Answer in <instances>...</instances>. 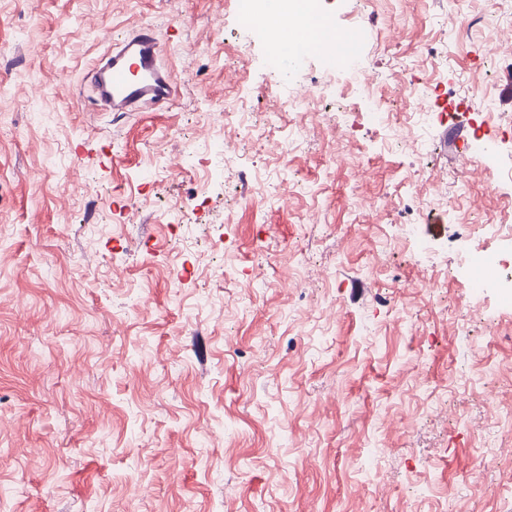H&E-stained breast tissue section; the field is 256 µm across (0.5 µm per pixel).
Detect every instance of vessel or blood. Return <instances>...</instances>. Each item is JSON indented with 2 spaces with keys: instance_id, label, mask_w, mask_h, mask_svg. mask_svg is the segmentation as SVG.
<instances>
[{
  "instance_id": "obj_1",
  "label": "vessel or blood",
  "mask_w": 512,
  "mask_h": 512,
  "mask_svg": "<svg viewBox=\"0 0 512 512\" xmlns=\"http://www.w3.org/2000/svg\"><path fill=\"white\" fill-rule=\"evenodd\" d=\"M160 50L156 28L144 26L135 31L93 68L90 82L97 98L115 112L150 109L169 100L174 86Z\"/></svg>"
}]
</instances>
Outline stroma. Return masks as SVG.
<instances>
[{"mask_svg":"<svg viewBox=\"0 0 512 512\" xmlns=\"http://www.w3.org/2000/svg\"><path fill=\"white\" fill-rule=\"evenodd\" d=\"M320 9L363 30L425 155L390 141L341 58L271 70L236 0H0V512H512V292L458 266L512 221L498 169L460 157L488 94L512 157L484 54L512 0ZM142 25L178 96L103 111L87 72ZM301 85L328 122L282 111ZM243 95L276 138L305 128L288 157L217 158ZM193 148L201 164L154 180L150 155ZM247 169L306 190L240 201ZM432 177L448 203L417 210Z\"/></svg>","mask_w":512,"mask_h":512,"instance_id":"35a3bbf8","label":"stroma"}]
</instances>
